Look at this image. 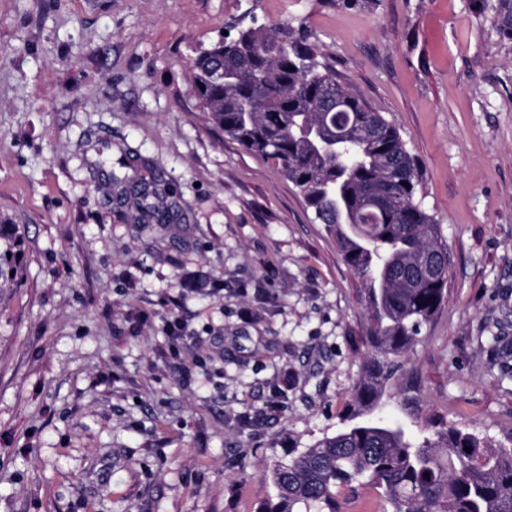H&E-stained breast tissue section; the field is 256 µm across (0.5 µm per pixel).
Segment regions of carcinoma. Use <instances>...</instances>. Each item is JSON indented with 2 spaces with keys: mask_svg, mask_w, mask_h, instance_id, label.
Here are the masks:
<instances>
[{
  "mask_svg": "<svg viewBox=\"0 0 512 512\" xmlns=\"http://www.w3.org/2000/svg\"><path fill=\"white\" fill-rule=\"evenodd\" d=\"M479 10L491 11L500 36L512 40V0H482ZM317 56L309 35L288 23L232 26L191 62L193 91L209 118L281 168L367 284L370 353L348 424L265 472L277 502L258 512H341L336 491L358 486L378 491L387 504L380 512H512V448H495L435 415L434 438L416 443L377 416L404 354L441 308L448 249L416 200L420 174L399 129ZM126 196L143 222L172 213L164 202H148L144 186ZM1 236L0 281L16 283L21 237ZM491 341L508 369L512 339L494 333Z\"/></svg>",
  "mask_w": 512,
  "mask_h": 512,
  "instance_id": "obj_1",
  "label": "carcinoma"
}]
</instances>
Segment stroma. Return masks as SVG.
<instances>
[{
  "instance_id": "1",
  "label": "stroma",
  "mask_w": 512,
  "mask_h": 512,
  "mask_svg": "<svg viewBox=\"0 0 512 512\" xmlns=\"http://www.w3.org/2000/svg\"><path fill=\"white\" fill-rule=\"evenodd\" d=\"M478 4L0 0V224L24 273L0 288V512H257L263 470L345 426L364 282L196 98L190 63L231 25L310 32L417 160L448 284L383 417L512 448L490 344L512 337V42ZM112 174L176 219L136 221Z\"/></svg>"
}]
</instances>
